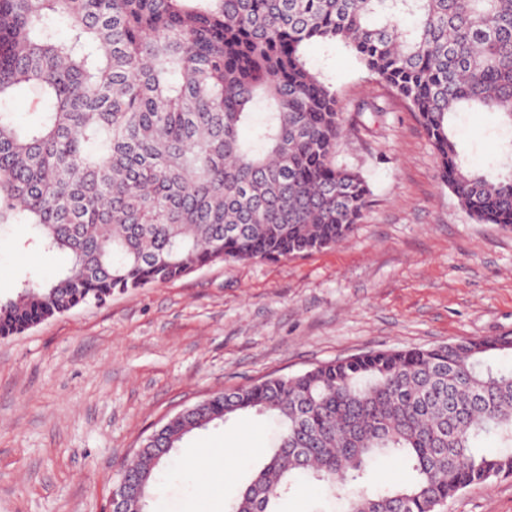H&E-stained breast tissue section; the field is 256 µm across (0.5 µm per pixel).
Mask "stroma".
I'll return each mask as SVG.
<instances>
[{
	"mask_svg": "<svg viewBox=\"0 0 512 512\" xmlns=\"http://www.w3.org/2000/svg\"><path fill=\"white\" fill-rule=\"evenodd\" d=\"M305 58L348 130L337 162L370 187L354 232L302 257L219 262L0 337V512H105L144 438L212 393L372 350L512 336V229L461 208L409 103L349 47L314 43ZM452 130L466 168L512 171V128L497 113H457ZM23 241L20 228L0 232L2 296L68 263ZM270 432L252 412L192 432L161 466L154 500L167 512H227ZM200 448L206 477L187 465ZM228 448L243 462L225 479ZM444 512H512V477L466 488Z\"/></svg>",
	"mask_w": 512,
	"mask_h": 512,
	"instance_id": "obj_1",
	"label": "stroma"
}]
</instances>
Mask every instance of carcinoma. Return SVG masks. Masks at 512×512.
<instances>
[{
	"label": "carcinoma",
	"instance_id": "carcinoma-1",
	"mask_svg": "<svg viewBox=\"0 0 512 512\" xmlns=\"http://www.w3.org/2000/svg\"><path fill=\"white\" fill-rule=\"evenodd\" d=\"M72 30L55 38L52 17ZM342 43L411 106L441 182L478 222L512 228V173L464 168L463 108L512 126V0H0V226L71 256L0 299V336L217 262L280 260L353 231L369 188L336 162V92L306 46ZM512 348L464 339L386 349L217 392L164 423L155 473L189 433L254 412L271 453L230 512H283L297 481L346 512H439L512 475ZM494 438L495 447L484 442ZM396 459L409 482L370 465ZM2 112H13L20 123H25L31 112H39L40 105L33 90H19L12 98L0 104Z\"/></svg>",
	"mask_w": 512,
	"mask_h": 512
}]
</instances>
